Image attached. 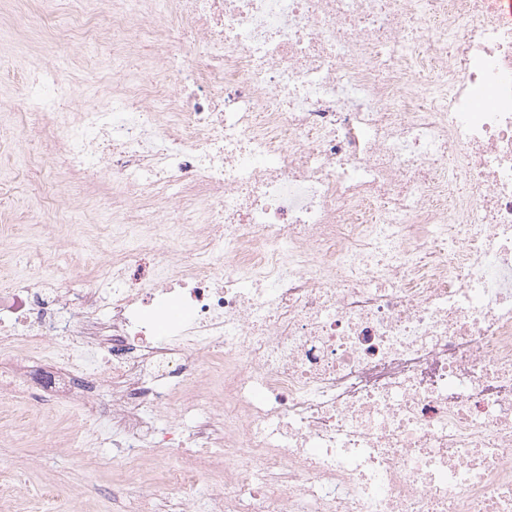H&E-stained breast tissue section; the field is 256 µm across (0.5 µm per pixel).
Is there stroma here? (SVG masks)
Segmentation results:
<instances>
[{
  "instance_id": "stroma-1",
  "label": "stroma",
  "mask_w": 512,
  "mask_h": 512,
  "mask_svg": "<svg viewBox=\"0 0 512 512\" xmlns=\"http://www.w3.org/2000/svg\"><path fill=\"white\" fill-rule=\"evenodd\" d=\"M42 2L0 0V113H9L17 126L25 122L23 92L39 68L56 70L69 90L67 103L86 107L105 105L101 88L119 85L123 78L122 73L96 64L112 41L111 26H100L92 42L58 39L57 29L69 25L83 4L54 0V13L45 16ZM20 12L37 16V23L18 29L15 16ZM50 140L47 131L27 143L0 140V172L9 179L0 188V222L11 227L9 233L0 234V278L15 274L12 253L25 245L71 252L84 275L94 266L80 223H59L58 211L46 210L41 223L34 224L29 213L17 206L41 179L49 182L59 211L81 214L89 207V200L73 194L68 185L52 182ZM27 422L34 430L31 441L0 438V484L14 485L16 472L26 474L25 486L16 487L15 501L1 505L0 512H56L57 502L46 495L54 486L67 489L76 512H129L133 491L124 481L116 448L108 444L88 456L77 455L74 446L85 434L84 421L40 401L33 402Z\"/></svg>"
}]
</instances>
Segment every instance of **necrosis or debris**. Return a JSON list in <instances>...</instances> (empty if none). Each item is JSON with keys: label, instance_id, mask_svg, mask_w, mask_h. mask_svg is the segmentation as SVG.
Instances as JSON below:
<instances>
[{"label": "necrosis or debris", "instance_id": "1", "mask_svg": "<svg viewBox=\"0 0 512 512\" xmlns=\"http://www.w3.org/2000/svg\"><path fill=\"white\" fill-rule=\"evenodd\" d=\"M106 4L124 82L63 112L45 70L23 134L53 126L58 177L111 191L112 253L89 283L40 288L67 263L42 249L0 281V400L106 421L133 512L206 478L209 512H512L493 0H94L85 26ZM159 449L161 488L136 466Z\"/></svg>", "mask_w": 512, "mask_h": 512}]
</instances>
